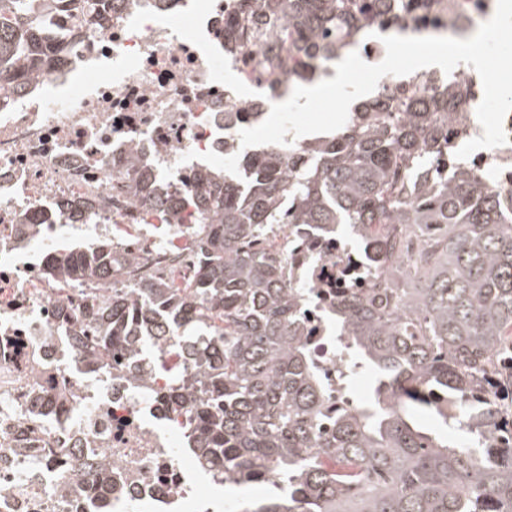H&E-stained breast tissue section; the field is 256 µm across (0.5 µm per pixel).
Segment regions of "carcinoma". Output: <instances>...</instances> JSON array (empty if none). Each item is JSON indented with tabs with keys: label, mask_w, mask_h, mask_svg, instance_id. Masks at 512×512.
<instances>
[{
	"label": "carcinoma",
	"mask_w": 512,
	"mask_h": 512,
	"mask_svg": "<svg viewBox=\"0 0 512 512\" xmlns=\"http://www.w3.org/2000/svg\"><path fill=\"white\" fill-rule=\"evenodd\" d=\"M79 0H0V85L18 94L71 52L54 14ZM257 25L297 34L288 53L329 59L333 40L369 28L406 0H250ZM457 100H395L380 89L346 124L286 161L241 151L239 170L208 171L189 189L208 264L183 288L159 283L93 308L94 358L131 336L164 343L195 325L221 340L169 397L195 410L208 471L286 472L288 494L244 512H512V196L456 166L440 118ZM276 224L325 233L377 229L385 287L336 297L337 335L352 366L375 375L374 401L324 426L327 393L298 325V290L269 254ZM106 248L63 257L66 285L112 273ZM470 436L448 441V420ZM79 484L112 493L108 475Z\"/></svg>",
	"instance_id": "carcinoma-1"
}]
</instances>
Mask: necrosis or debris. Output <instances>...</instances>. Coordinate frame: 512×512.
Segmentation results:
<instances>
[{
    "label": "necrosis or debris",
    "mask_w": 512,
    "mask_h": 512,
    "mask_svg": "<svg viewBox=\"0 0 512 512\" xmlns=\"http://www.w3.org/2000/svg\"><path fill=\"white\" fill-rule=\"evenodd\" d=\"M103 28L55 23L78 41L53 73L21 95H0V512H99L100 496L76 490L78 469H108L112 512H238L225 487L250 483L241 470L217 481L195 452L193 414L169 403L170 376L193 377L200 359L184 339L94 360L89 302L134 293L152 281L183 287L199 263L192 209L178 203L208 164L232 155L238 128L228 112H263L287 94L298 70L272 60L244 0H112ZM497 0H427L374 31L466 39ZM257 90L244 100L225 71ZM393 95L416 98L441 85L459 100L443 129L463 146L482 136V82L472 68L387 75ZM507 144L465 160L477 177L512 192V113ZM197 157L186 160L188 152ZM119 243L132 265L106 279L60 286L53 259ZM289 285L302 289V331L327 388L328 417L354 407L349 352L336 335L337 296L384 285L377 238L284 231L273 242Z\"/></svg>",
    "instance_id": "4bbe7bcc"
}]
</instances>
